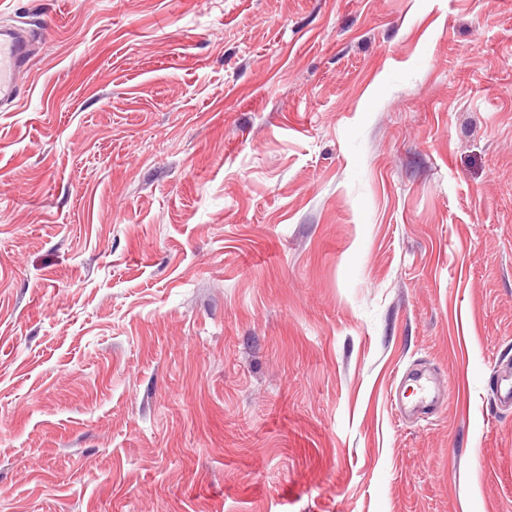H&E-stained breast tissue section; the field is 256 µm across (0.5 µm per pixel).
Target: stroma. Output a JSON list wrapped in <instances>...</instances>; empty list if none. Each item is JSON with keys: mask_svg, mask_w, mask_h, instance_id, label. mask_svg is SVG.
Wrapping results in <instances>:
<instances>
[{"mask_svg": "<svg viewBox=\"0 0 512 512\" xmlns=\"http://www.w3.org/2000/svg\"><path fill=\"white\" fill-rule=\"evenodd\" d=\"M1 20L0 512H512V0ZM30 62V36L16 24H0V105L11 104L20 92V77Z\"/></svg>", "mask_w": 512, "mask_h": 512, "instance_id": "stroma-1", "label": "stroma"}]
</instances>
